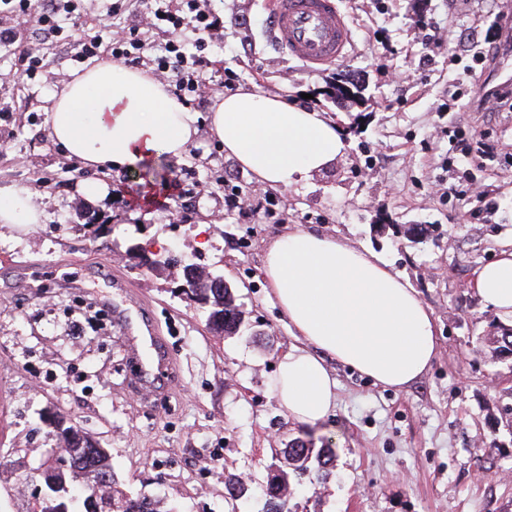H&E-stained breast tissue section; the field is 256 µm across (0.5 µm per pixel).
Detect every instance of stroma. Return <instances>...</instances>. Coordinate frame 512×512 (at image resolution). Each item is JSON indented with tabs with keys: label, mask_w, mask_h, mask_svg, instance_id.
I'll return each instance as SVG.
<instances>
[{
	"label": "stroma",
	"mask_w": 512,
	"mask_h": 512,
	"mask_svg": "<svg viewBox=\"0 0 512 512\" xmlns=\"http://www.w3.org/2000/svg\"><path fill=\"white\" fill-rule=\"evenodd\" d=\"M76 22L64 41L34 26L0 45V186L33 192L45 212L28 231L0 226V512H26L42 478L34 470L53 439L46 411L111 449L119 487L161 498L175 512H263L269 464L285 465L296 439L330 440L326 481L296 487L297 512H512V359H495L483 337L504 321L471 288L474 270L512 243V112L450 95L495 30L506 0H340L354 45L343 68L364 89L359 101L325 90L332 70L312 71L268 35L265 0H207L223 23L210 44L213 84L233 78L311 106L341 128L347 148L326 171L273 191L224 152L195 108L198 135L185 157L157 156L150 169L174 183L186 207L172 222L166 206L135 198L144 169L112 175L102 200L81 185L101 179L52 144V98L83 68L84 36L103 42L137 25L147 0H126L107 16L104 0H73ZM425 15L446 36L431 51L415 28ZM44 58L40 80L16 72L20 52ZM483 134L481 166L461 163L460 143ZM257 190L274 218L224 209V182ZM291 224L361 244L408 277L432 311L439 352L408 389L374 385L335 365L337 405L308 428L288 421L271 391L292 342L259 275L267 246ZM422 224L410 241L397 225ZM173 256L158 271L142 262ZM193 263L235 286L245 325L211 330L199 305L179 291ZM129 300L151 326L167 360L135 384L139 348L118 326L112 304ZM252 498L234 500L229 478Z\"/></svg>",
	"instance_id": "obj_1"
}]
</instances>
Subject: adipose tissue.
<instances>
[{
  "instance_id": "adipose-tissue-1",
  "label": "adipose tissue",
  "mask_w": 512,
  "mask_h": 512,
  "mask_svg": "<svg viewBox=\"0 0 512 512\" xmlns=\"http://www.w3.org/2000/svg\"><path fill=\"white\" fill-rule=\"evenodd\" d=\"M49 136L67 156L103 174L133 170L160 154L181 158L197 129L160 84L118 63L96 64L55 95ZM211 134L256 181L287 188L327 170L346 149L325 113L278 94L238 91L217 98ZM28 190L0 186V224L41 223ZM260 272L295 340L271 390L284 414L314 426L336 407L334 364L403 390L436 357V324L417 291L376 253L294 229L272 241ZM472 286L512 319V248L475 269Z\"/></svg>"
}]
</instances>
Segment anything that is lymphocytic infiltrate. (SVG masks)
Returning <instances> with one entry per match:
<instances>
[{
  "label": "lymphocytic infiltrate",
  "mask_w": 512,
  "mask_h": 512,
  "mask_svg": "<svg viewBox=\"0 0 512 512\" xmlns=\"http://www.w3.org/2000/svg\"><path fill=\"white\" fill-rule=\"evenodd\" d=\"M8 17L0 16V43L12 42L14 22L32 21L45 35L61 36L64 32L61 16L70 12L68 0H52L43 10H35L33 0H7ZM201 0H153L143 16L144 25L168 32L169 40L163 54L153 55L132 28L111 45L112 60L139 67L154 80L170 88L179 102L202 99L207 87L206 51L220 23L209 11L202 9ZM192 33L195 51L186 54L185 33Z\"/></svg>",
  "instance_id": "f902f5d3"
}]
</instances>
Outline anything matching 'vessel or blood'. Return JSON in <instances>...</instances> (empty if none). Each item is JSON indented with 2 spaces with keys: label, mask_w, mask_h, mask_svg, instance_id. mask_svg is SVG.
Masks as SVG:
<instances>
[{
  "label": "vessel or blood",
  "mask_w": 512,
  "mask_h": 512,
  "mask_svg": "<svg viewBox=\"0 0 512 512\" xmlns=\"http://www.w3.org/2000/svg\"><path fill=\"white\" fill-rule=\"evenodd\" d=\"M271 35L288 57L320 70L343 62L352 48V30L338 0H268ZM502 61L487 99L512 93V21L502 23Z\"/></svg>",
  "instance_id": "b4317fda"
}]
</instances>
